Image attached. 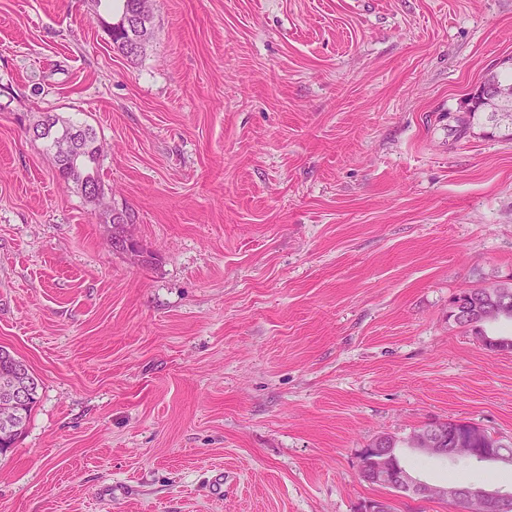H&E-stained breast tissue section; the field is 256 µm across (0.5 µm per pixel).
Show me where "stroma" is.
<instances>
[{
	"label": "stroma",
	"mask_w": 512,
	"mask_h": 512,
	"mask_svg": "<svg viewBox=\"0 0 512 512\" xmlns=\"http://www.w3.org/2000/svg\"><path fill=\"white\" fill-rule=\"evenodd\" d=\"M0 0V346L39 399L0 512H453L360 477L373 438L512 441V352L448 319L512 276V138L461 116L512 0ZM91 124L100 202L32 124ZM153 255L112 251L110 209ZM417 479L512 466L400 448ZM224 477L216 493V475ZM113 1L121 3V6L119 8V10H120L119 18H120V20L128 12H130L132 10L133 2H135V0H113ZM141 1L142 0H136V2L134 4V11H133V13L127 15L123 19V22H122L128 29L141 30L143 28V26L147 27L148 23L150 21V26L147 28V30L142 32L143 34L140 37V41H139V44H138L139 46H137L138 49L136 51H134L133 49L132 50L131 49L130 50L127 49L129 47L130 39H129L127 33L122 28H120L117 25L118 23L114 24L115 28H114V26L110 27V35H111V38H112L113 45L115 47H117V49L127 59H130L131 61L136 59L137 57H139L141 55V53L144 50L146 41H147L149 35L152 33V26H153L152 16H153V11H152V8L150 7L151 1L147 0V3L145 5L140 6ZM500 284H495L491 286H482L475 288H463L457 291L449 300V303L452 300H455L457 295H462L471 306H476L474 312H480L478 308H483L484 306L492 307L493 303L498 299L506 295V293H510V299L512 300V288H491L496 287ZM448 303V304H449ZM411 436L413 437L414 444L417 446L416 449L427 455L441 458L455 456L454 449L463 451V453L470 458L479 457L481 456V448L470 446L476 443L483 444L494 441L496 447L503 446V443L497 440L496 437L491 436L492 438H490L483 430H477L476 432H472L467 438L456 439V446L446 448L450 438H448V431L443 427L442 422L429 423L413 432ZM459 446L461 448H459ZM468 446H470V448Z\"/></svg>",
	"instance_id": "1"
}]
</instances>
